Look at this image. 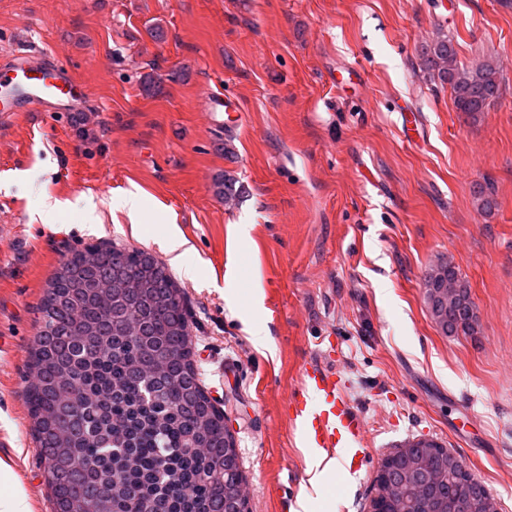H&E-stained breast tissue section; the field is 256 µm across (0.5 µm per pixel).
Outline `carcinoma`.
I'll use <instances>...</instances> for the list:
<instances>
[{
    "label": "carcinoma",
    "instance_id": "cac0c4a2",
    "mask_svg": "<svg viewBox=\"0 0 512 512\" xmlns=\"http://www.w3.org/2000/svg\"><path fill=\"white\" fill-rule=\"evenodd\" d=\"M426 56L465 116L498 98L495 65L459 64L452 38L438 36ZM213 190L226 201L241 193L227 176ZM143 255L91 245L67 255L48 281L25 397L51 501L69 512H217L229 499L248 512L208 477L227 452V431L192 359L181 289L166 275L116 298L123 315L137 318L134 332L101 305L113 271L145 273ZM471 329L472 316L448 309L449 333ZM157 356L168 360L164 375L149 369Z\"/></svg>",
    "mask_w": 512,
    "mask_h": 512
}]
</instances>
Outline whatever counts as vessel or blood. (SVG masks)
Listing matches in <instances>:
<instances>
[{
  "instance_id": "vessel-or-blood-1",
  "label": "vessel or blood",
  "mask_w": 512,
  "mask_h": 512,
  "mask_svg": "<svg viewBox=\"0 0 512 512\" xmlns=\"http://www.w3.org/2000/svg\"><path fill=\"white\" fill-rule=\"evenodd\" d=\"M87 97L72 69L50 55H25L0 63V114L66 112ZM289 420L305 447L337 460L342 473L362 469L363 421L346 399L335 367L307 359L288 399Z\"/></svg>"
}]
</instances>
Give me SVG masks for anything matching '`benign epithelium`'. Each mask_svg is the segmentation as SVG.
<instances>
[{
	"label": "benign epithelium",
	"instance_id": "1",
	"mask_svg": "<svg viewBox=\"0 0 512 512\" xmlns=\"http://www.w3.org/2000/svg\"><path fill=\"white\" fill-rule=\"evenodd\" d=\"M430 313L442 334H448V301L457 297L458 284L448 278V260L434 263L424 279ZM217 473L230 488L245 484L241 462L224 456ZM427 488L423 512H499L498 501L460 458L437 441L419 437L405 441L385 455L373 478L368 512H405L407 490Z\"/></svg>",
	"mask_w": 512,
	"mask_h": 512
}]
</instances>
